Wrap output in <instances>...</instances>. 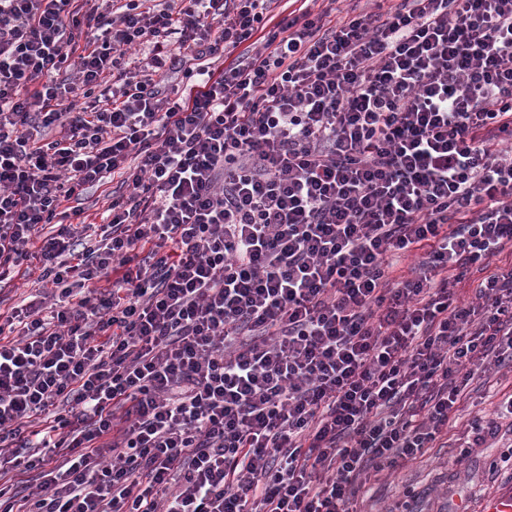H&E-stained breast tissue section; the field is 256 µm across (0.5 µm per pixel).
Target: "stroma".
Masks as SVG:
<instances>
[{"mask_svg":"<svg viewBox=\"0 0 512 512\" xmlns=\"http://www.w3.org/2000/svg\"><path fill=\"white\" fill-rule=\"evenodd\" d=\"M512 389V373L475 380L460 418L495 417L502 392ZM498 433L468 455L460 453L461 428L449 429L420 461L369 485L364 512H487L489 504L512 495V465L503 453L512 445V421L496 419Z\"/></svg>","mask_w":512,"mask_h":512,"instance_id":"obj_1","label":"stroma"}]
</instances>
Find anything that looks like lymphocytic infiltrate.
<instances>
[{
	"mask_svg": "<svg viewBox=\"0 0 512 512\" xmlns=\"http://www.w3.org/2000/svg\"><path fill=\"white\" fill-rule=\"evenodd\" d=\"M275 2L0 0V512H358L512 370V0ZM118 180H115L103 187H93L89 188L84 195L80 198L78 202L82 204H77V201H72L71 206H81L84 208L83 216H87V222H95L94 224L101 223V214L104 211L105 199L104 195L108 192H112V187L115 189L117 186ZM37 274L38 272L28 278L16 276L10 281L6 280L0 283V309L7 311L21 299L32 294L35 295L39 285L34 284L33 281Z\"/></svg>",
	"mask_w": 512,
	"mask_h": 512,
	"instance_id": "f902f5d3",
	"label": "lymphocytic infiltrate"
}]
</instances>
